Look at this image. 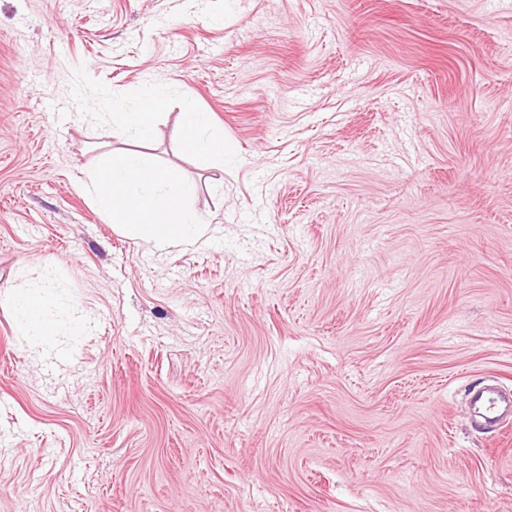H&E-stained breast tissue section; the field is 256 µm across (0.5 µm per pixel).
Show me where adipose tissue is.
<instances>
[{
    "label": "adipose tissue",
    "instance_id": "1",
    "mask_svg": "<svg viewBox=\"0 0 512 512\" xmlns=\"http://www.w3.org/2000/svg\"><path fill=\"white\" fill-rule=\"evenodd\" d=\"M186 149L199 157L223 159L224 138L212 130L207 113L186 104L181 114ZM99 208L131 239L156 252L204 245L215 229L187 205L194 187L176 170L157 168L137 151L112 153L90 180ZM19 325L27 336L51 340L76 336L81 324L59 321L51 277L35 272L29 288L12 298Z\"/></svg>",
    "mask_w": 512,
    "mask_h": 512
}]
</instances>
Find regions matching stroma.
<instances>
[{
    "mask_svg": "<svg viewBox=\"0 0 512 512\" xmlns=\"http://www.w3.org/2000/svg\"><path fill=\"white\" fill-rule=\"evenodd\" d=\"M218 231L79 186L103 98ZM224 161L179 143L185 102ZM48 270L79 336L23 335ZM512 0H0V512H512ZM159 107L155 102H147L144 112H132L124 106L112 103L111 112H106L107 121L112 128V133H125L135 138H145L152 131L154 111ZM474 416L492 427L512 416V398L497 387L484 388L472 393Z\"/></svg>",
    "mask_w": 512,
    "mask_h": 512,
    "instance_id": "stroma-1",
    "label": "stroma"
}]
</instances>
